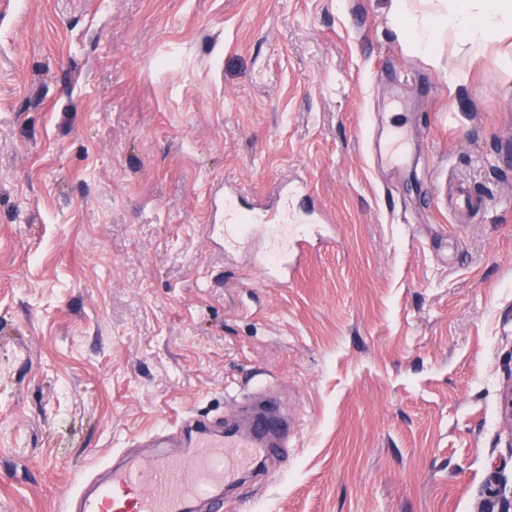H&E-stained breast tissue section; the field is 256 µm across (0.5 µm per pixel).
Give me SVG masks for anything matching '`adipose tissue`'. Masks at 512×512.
Masks as SVG:
<instances>
[{"label": "adipose tissue", "mask_w": 512, "mask_h": 512, "mask_svg": "<svg viewBox=\"0 0 512 512\" xmlns=\"http://www.w3.org/2000/svg\"><path fill=\"white\" fill-rule=\"evenodd\" d=\"M393 11L410 47L430 59L449 31L477 53L512 34V0H439L438 10L421 15L414 12L409 0H393Z\"/></svg>", "instance_id": "1"}]
</instances>
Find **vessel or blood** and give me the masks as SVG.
Segmentation results:
<instances>
[{"label": "vessel or blood", "instance_id": "1", "mask_svg": "<svg viewBox=\"0 0 512 512\" xmlns=\"http://www.w3.org/2000/svg\"><path fill=\"white\" fill-rule=\"evenodd\" d=\"M304 187L301 181L281 185L275 196L256 202L246 220L238 216V192L228 190L223 196L219 230L225 247L264 229L268 246L259 265L283 287L293 280L304 247L318 235L313 226L298 224L293 210L292 199ZM485 206L484 198L462 185L448 196L449 210L459 216ZM262 411V421L248 430L218 433L203 422L191 426L180 457L151 455L110 468L94 492L74 496V512H191L195 502L219 497L255 456L267 453L265 436L275 409L269 404Z\"/></svg>", "mask_w": 512, "mask_h": 512}]
</instances>
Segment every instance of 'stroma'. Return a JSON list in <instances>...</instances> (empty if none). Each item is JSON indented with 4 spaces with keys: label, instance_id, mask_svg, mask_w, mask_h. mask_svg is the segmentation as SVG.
I'll list each match as a JSON object with an SVG mask.
<instances>
[{
    "label": "stroma",
    "instance_id": "stroma-1",
    "mask_svg": "<svg viewBox=\"0 0 512 512\" xmlns=\"http://www.w3.org/2000/svg\"><path fill=\"white\" fill-rule=\"evenodd\" d=\"M510 49L431 64L392 0H0V512H68L256 393L288 446L221 512H497ZM295 179L331 242L282 288L209 238L208 188ZM460 184L488 207L458 223Z\"/></svg>",
    "mask_w": 512,
    "mask_h": 512
}]
</instances>
